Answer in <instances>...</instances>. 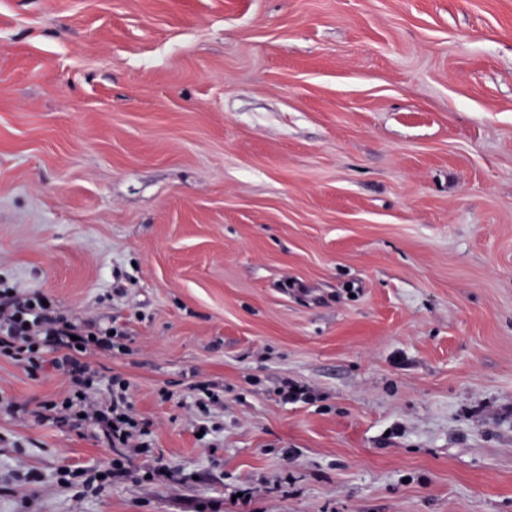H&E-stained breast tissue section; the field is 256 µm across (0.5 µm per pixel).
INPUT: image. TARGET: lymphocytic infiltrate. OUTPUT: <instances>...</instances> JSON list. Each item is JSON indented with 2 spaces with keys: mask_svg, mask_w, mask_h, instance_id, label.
<instances>
[{
  "mask_svg": "<svg viewBox=\"0 0 512 512\" xmlns=\"http://www.w3.org/2000/svg\"><path fill=\"white\" fill-rule=\"evenodd\" d=\"M44 298L41 290L15 289L0 278V358L19 364L34 378L50 368L66 376V396L36 410V423L90 431L116 451L97 466L60 467L54 474L57 483L87 497L99 495L113 479L126 475L133 453L151 459L145 479L167 477V465L152 455L148 423L134 413L129 381L118 375L102 379L86 360L95 350H122L123 330L57 313Z\"/></svg>",
  "mask_w": 512,
  "mask_h": 512,
  "instance_id": "obj_1",
  "label": "lymphocytic infiltrate"
}]
</instances>
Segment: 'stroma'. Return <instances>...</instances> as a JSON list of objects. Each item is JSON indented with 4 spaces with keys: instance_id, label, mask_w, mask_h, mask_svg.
I'll return each mask as SVG.
<instances>
[{
    "instance_id": "stroma-1",
    "label": "stroma",
    "mask_w": 512,
    "mask_h": 512,
    "mask_svg": "<svg viewBox=\"0 0 512 512\" xmlns=\"http://www.w3.org/2000/svg\"><path fill=\"white\" fill-rule=\"evenodd\" d=\"M0 275L179 475L1 412L0 512H512V0H0Z\"/></svg>"
}]
</instances>
